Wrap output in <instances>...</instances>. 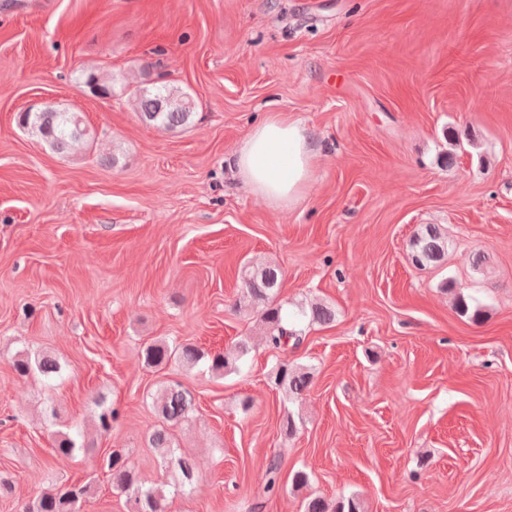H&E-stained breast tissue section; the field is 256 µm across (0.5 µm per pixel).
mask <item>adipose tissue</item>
Returning a JSON list of instances; mask_svg holds the SVG:
<instances>
[{
  "mask_svg": "<svg viewBox=\"0 0 512 512\" xmlns=\"http://www.w3.org/2000/svg\"><path fill=\"white\" fill-rule=\"evenodd\" d=\"M322 152L301 122L273 112L238 145L234 164L252 194L272 204L289 205L304 197Z\"/></svg>",
  "mask_w": 512,
  "mask_h": 512,
  "instance_id": "1",
  "label": "adipose tissue"
}]
</instances>
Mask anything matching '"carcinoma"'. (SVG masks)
Segmentation results:
<instances>
[{"label": "carcinoma", "instance_id": "1", "mask_svg": "<svg viewBox=\"0 0 512 512\" xmlns=\"http://www.w3.org/2000/svg\"><path fill=\"white\" fill-rule=\"evenodd\" d=\"M135 102L142 110L144 119L158 127L174 129L188 125L194 116L195 103L187 93L166 83L148 90L139 88L132 92ZM21 124L31 134L45 140L58 153L68 154L85 146L88 130L82 127V120L76 112H23ZM448 248L447 239L432 224L418 231L410 243V258L417 267H425L439 262ZM281 285L278 266L265 264L243 266L242 288L246 298L259 309L261 319L271 330L267 341L275 348H285L288 342L297 345L302 334L290 326L282 312V305L276 302V292ZM456 310L462 317L472 321L481 319V310L473 307L461 295L456 299ZM299 314L313 323L329 324L335 318L334 310L323 303H313L309 310ZM143 363L151 368H163L171 364L193 368L203 359H208L213 373H224L232 367V362L224 354H208L192 344L169 343L165 340H152L141 350ZM12 366L22 377L37 373L46 380L60 373L57 359L47 353L31 357L20 353L14 357ZM276 384L290 399L302 397L310 388L312 374L300 365H290L288 360L279 364L275 376ZM153 403L165 425L155 430L148 438V444L156 452L160 464L168 473L169 480L154 486H145L130 464L126 453L112 450L104 459V467L109 473L112 488L127 495L129 512H167L166 486L173 484L184 487L198 481L199 473L193 458L177 452L173 447L167 424H178L191 418L194 410L191 396L178 382H171L154 395ZM100 408L97 426L101 433L112 431V421L116 411L98 400ZM76 436L63 433L55 441L56 460L70 458L78 449ZM88 492V485L73 486L45 492L25 504L23 512H74V508ZM304 512H363L361 501L354 497H340L334 502L316 497L305 502Z\"/></svg>", "mask_w": 512, "mask_h": 512}]
</instances>
